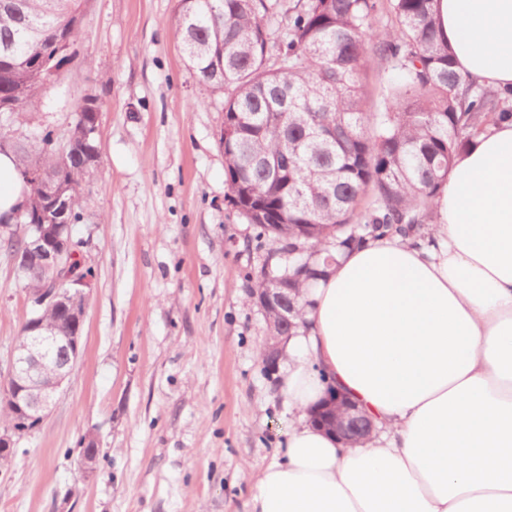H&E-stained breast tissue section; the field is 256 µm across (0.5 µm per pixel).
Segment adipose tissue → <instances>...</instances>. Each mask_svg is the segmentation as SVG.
Masks as SVG:
<instances>
[{"label": "adipose tissue", "instance_id": "1", "mask_svg": "<svg viewBox=\"0 0 512 512\" xmlns=\"http://www.w3.org/2000/svg\"><path fill=\"white\" fill-rule=\"evenodd\" d=\"M437 19L462 75L512 86V0H438ZM28 202L0 153V219ZM435 213L306 289L281 388L298 419L248 512H512V123L458 156ZM331 386L378 435L347 447L310 423Z\"/></svg>", "mask_w": 512, "mask_h": 512}]
</instances>
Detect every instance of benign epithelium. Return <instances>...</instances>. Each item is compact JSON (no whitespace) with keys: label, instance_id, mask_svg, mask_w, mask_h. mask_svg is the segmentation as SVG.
Here are the masks:
<instances>
[{"label":"benign epithelium","instance_id":"7a95c632","mask_svg":"<svg viewBox=\"0 0 512 512\" xmlns=\"http://www.w3.org/2000/svg\"><path fill=\"white\" fill-rule=\"evenodd\" d=\"M29 185L41 187L45 211L34 223L25 225L28 251L35 266L24 272H35L41 279L40 287L28 292L32 323L18 337L9 359L7 396L11 402L13 426L0 432V451L14 455L21 439L35 431L42 423L58 389L75 368L81 354V336L60 333L44 322L45 311L62 313L77 324L85 316V296L82 288L89 285V277L78 279L70 272L83 242L73 239L71 225L65 219L67 198L71 185L64 179L48 180L41 167H30L25 173ZM263 314L276 313L283 328L291 324L293 309L288 307V289L280 281L252 296ZM67 351L62 360L50 362L47 347ZM284 356L283 337L267 345L264 351V372L274 375ZM311 421L327 432L335 434L347 445L366 440L374 430L372 419L360 411L341 392L332 389L310 412Z\"/></svg>","mask_w":512,"mask_h":512}]
</instances>
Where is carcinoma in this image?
I'll return each instance as SVG.
<instances>
[{"label":"carcinoma","instance_id":"obj_1","mask_svg":"<svg viewBox=\"0 0 512 512\" xmlns=\"http://www.w3.org/2000/svg\"><path fill=\"white\" fill-rule=\"evenodd\" d=\"M85 0H0V99L15 118L53 87L30 62L67 59L56 44L78 41ZM436 0H390L392 26H373L376 0H179L176 30L202 90L225 91L224 120L239 132L224 143L227 199L280 247L268 253L272 276L288 283L299 326L302 288L325 274L335 254L393 228L419 232L435 221L434 199L456 157L498 123L512 120V90L461 76L439 35ZM274 16L288 20L281 35ZM403 79L382 90L371 111L360 74L375 61ZM98 135L80 132L61 158L43 133L14 152L79 187L67 220H84V157ZM3 240L25 257L28 237Z\"/></svg>","mask_w":512,"mask_h":512}]
</instances>
